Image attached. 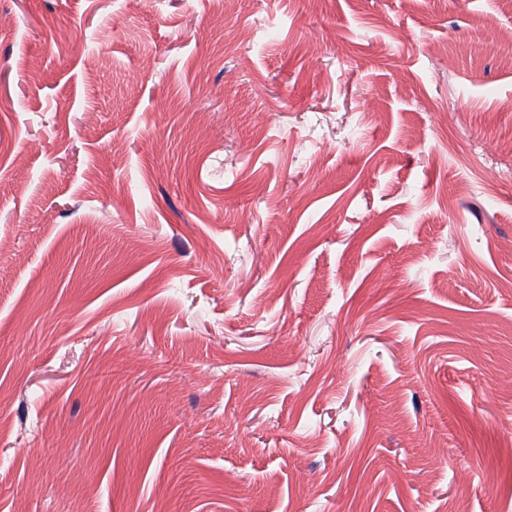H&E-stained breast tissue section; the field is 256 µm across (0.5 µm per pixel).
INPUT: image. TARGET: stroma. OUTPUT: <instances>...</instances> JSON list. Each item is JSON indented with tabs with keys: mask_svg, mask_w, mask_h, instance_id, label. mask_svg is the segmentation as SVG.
Returning a JSON list of instances; mask_svg holds the SVG:
<instances>
[{
	"mask_svg": "<svg viewBox=\"0 0 512 512\" xmlns=\"http://www.w3.org/2000/svg\"><path fill=\"white\" fill-rule=\"evenodd\" d=\"M0 239V512H512V0H0Z\"/></svg>",
	"mask_w": 512,
	"mask_h": 512,
	"instance_id": "35a3bbf8",
	"label": "stroma"
}]
</instances>
